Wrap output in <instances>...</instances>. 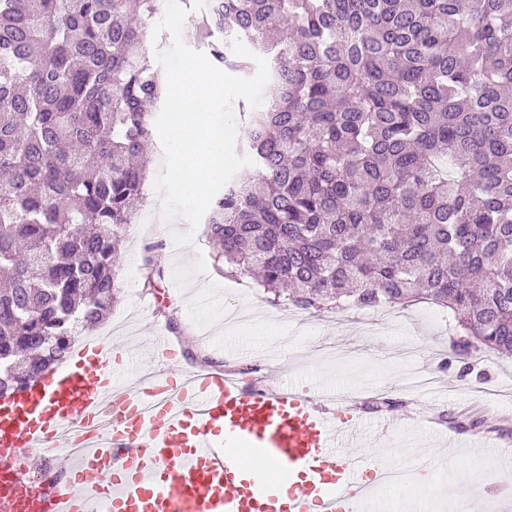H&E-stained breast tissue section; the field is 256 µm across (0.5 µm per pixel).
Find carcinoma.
Masks as SVG:
<instances>
[{"label":"carcinoma","mask_w":512,"mask_h":512,"mask_svg":"<svg viewBox=\"0 0 512 512\" xmlns=\"http://www.w3.org/2000/svg\"><path fill=\"white\" fill-rule=\"evenodd\" d=\"M208 57L274 89L206 233L305 310L430 302L512 358V0H209ZM158 0H0V388L118 294L161 101Z\"/></svg>","instance_id":"carcinoma-1"}]
</instances>
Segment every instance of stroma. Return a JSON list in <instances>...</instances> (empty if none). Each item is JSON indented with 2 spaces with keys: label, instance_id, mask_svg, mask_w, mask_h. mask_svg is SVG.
<instances>
[{
  "label": "stroma",
  "instance_id": "1",
  "mask_svg": "<svg viewBox=\"0 0 512 512\" xmlns=\"http://www.w3.org/2000/svg\"><path fill=\"white\" fill-rule=\"evenodd\" d=\"M159 205L153 183H146L121 247L118 299L107 318L135 355L148 351L154 331L167 326L158 312L139 314L146 290L129 285L130 271L142 269L147 238L163 272L153 292L161 308L177 311L182 326L169 339L180 367L194 371L207 362L220 370L260 357L269 376L299 378L300 391L319 403L343 392L358 415L384 402L387 433L370 424L364 439L369 456L385 445L395 447L392 463L405 473L404 484L382 493L385 505L399 512L408 498H442L462 512H505L501 497L512 487L499 478L512 475V360L483 348L457 352L460 331L452 315L425 302L409 305L413 320L392 323L378 321L373 309L312 311L297 329V346L282 348L279 338L289 327L276 321L280 307L272 293L253 279L225 275L204 227L190 228L182 219L160 222ZM176 232L192 233V245L176 248ZM408 361L433 373L439 390L403 391L400 370ZM428 456L437 467L423 488L415 477Z\"/></svg>",
  "mask_w": 512,
  "mask_h": 512
}]
</instances>
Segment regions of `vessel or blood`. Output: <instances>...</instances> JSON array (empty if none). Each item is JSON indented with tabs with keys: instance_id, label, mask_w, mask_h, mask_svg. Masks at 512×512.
Instances as JSON below:
<instances>
[{
	"instance_id": "obj_1",
	"label": "vessel or blood",
	"mask_w": 512,
	"mask_h": 512,
	"mask_svg": "<svg viewBox=\"0 0 512 512\" xmlns=\"http://www.w3.org/2000/svg\"><path fill=\"white\" fill-rule=\"evenodd\" d=\"M90 341L70 365L0 406V512H382L384 459L356 454L361 420L291 386L184 372L166 336L132 362ZM65 459L41 485L34 457Z\"/></svg>"
}]
</instances>
